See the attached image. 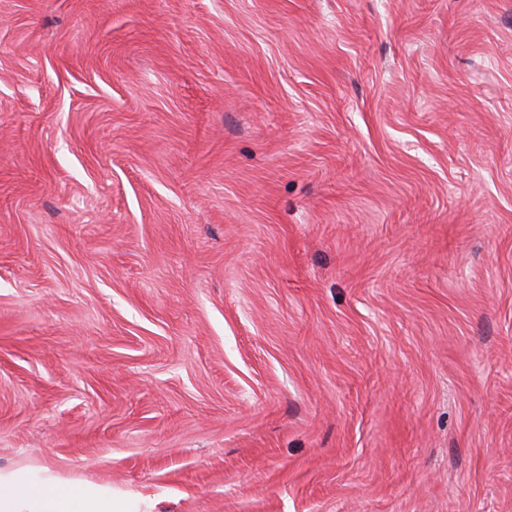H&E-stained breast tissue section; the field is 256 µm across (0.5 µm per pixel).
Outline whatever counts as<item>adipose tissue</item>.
Wrapping results in <instances>:
<instances>
[{"instance_id": "adipose-tissue-1", "label": "adipose tissue", "mask_w": 512, "mask_h": 512, "mask_svg": "<svg viewBox=\"0 0 512 512\" xmlns=\"http://www.w3.org/2000/svg\"><path fill=\"white\" fill-rule=\"evenodd\" d=\"M0 512H149L146 499L111 485L70 482L45 465L0 469Z\"/></svg>"}]
</instances>
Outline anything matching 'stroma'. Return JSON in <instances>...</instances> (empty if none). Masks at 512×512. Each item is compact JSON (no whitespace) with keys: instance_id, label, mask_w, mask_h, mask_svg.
I'll list each match as a JSON object with an SVG mask.
<instances>
[{"instance_id":"stroma-1","label":"stroma","mask_w":512,"mask_h":512,"mask_svg":"<svg viewBox=\"0 0 512 512\" xmlns=\"http://www.w3.org/2000/svg\"><path fill=\"white\" fill-rule=\"evenodd\" d=\"M0 468L151 512H512V0H0Z\"/></svg>"}]
</instances>
